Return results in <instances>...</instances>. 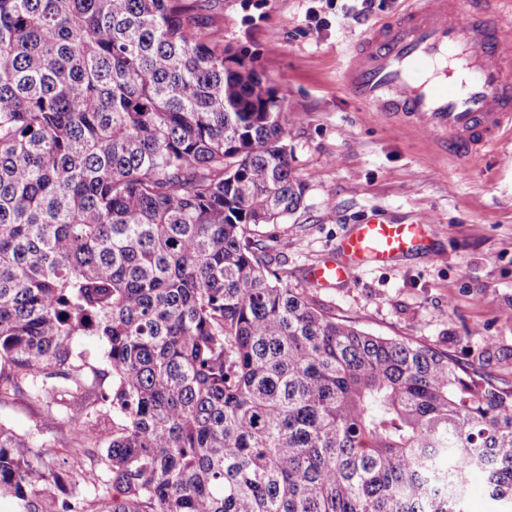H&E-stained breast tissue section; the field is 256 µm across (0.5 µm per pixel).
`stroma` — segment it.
I'll return each mask as SVG.
<instances>
[{
	"label": "stroma",
	"mask_w": 512,
	"mask_h": 512,
	"mask_svg": "<svg viewBox=\"0 0 512 512\" xmlns=\"http://www.w3.org/2000/svg\"><path fill=\"white\" fill-rule=\"evenodd\" d=\"M405 6L375 0L367 19L340 29L326 0H207L209 28L284 94L292 166L307 185L301 209L257 234L291 287L368 333L435 344L462 363L495 337L487 368L512 386V139L479 161H452L424 134L367 111L338 78L360 35ZM378 214L428 217L427 252L309 288V267Z\"/></svg>",
	"instance_id": "obj_1"
}]
</instances>
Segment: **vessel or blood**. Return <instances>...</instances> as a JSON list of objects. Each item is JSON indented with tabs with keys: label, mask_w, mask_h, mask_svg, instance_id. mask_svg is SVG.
Segmentation results:
<instances>
[{
	"label": "vessel or blood",
	"mask_w": 512,
	"mask_h": 512,
	"mask_svg": "<svg viewBox=\"0 0 512 512\" xmlns=\"http://www.w3.org/2000/svg\"><path fill=\"white\" fill-rule=\"evenodd\" d=\"M490 0H407L394 21L356 42L341 83L369 111L432 135L449 157L471 162L512 133V24ZM427 218L397 224L377 216L313 265L317 287L345 283L364 264L387 267L425 243Z\"/></svg>",
	"instance_id": "1"
}]
</instances>
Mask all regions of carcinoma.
<instances>
[{"label": "carcinoma", "instance_id": "1", "mask_svg": "<svg viewBox=\"0 0 512 512\" xmlns=\"http://www.w3.org/2000/svg\"><path fill=\"white\" fill-rule=\"evenodd\" d=\"M203 0H0V496L19 512H512V387L288 285L284 96ZM78 336L106 348L100 369ZM70 442L59 462L56 435ZM39 411L23 404L0 405V422L19 433L33 432L39 423ZM466 508L468 512H489L491 510L484 477L477 471L472 472L469 478Z\"/></svg>", "mask_w": 512, "mask_h": 512}]
</instances>
